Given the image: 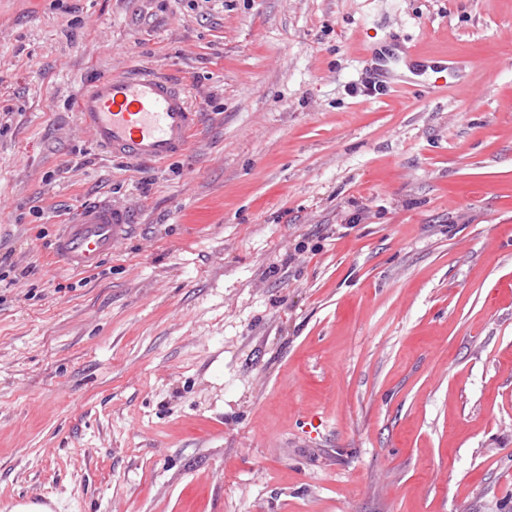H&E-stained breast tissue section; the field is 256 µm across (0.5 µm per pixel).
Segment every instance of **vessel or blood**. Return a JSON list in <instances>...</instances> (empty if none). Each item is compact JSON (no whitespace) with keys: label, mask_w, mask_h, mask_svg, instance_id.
<instances>
[{"label":"vessel or blood","mask_w":512,"mask_h":512,"mask_svg":"<svg viewBox=\"0 0 512 512\" xmlns=\"http://www.w3.org/2000/svg\"><path fill=\"white\" fill-rule=\"evenodd\" d=\"M369 54L385 91L409 83L431 65L412 45L373 48ZM78 108L93 144L124 162H166L184 156L201 120L181 83L141 66L123 75L98 77L80 92ZM138 222L135 210L108 199L93 201L63 225L55 256L76 271L98 268Z\"/></svg>","instance_id":"vessel-or-blood-1"}]
</instances>
